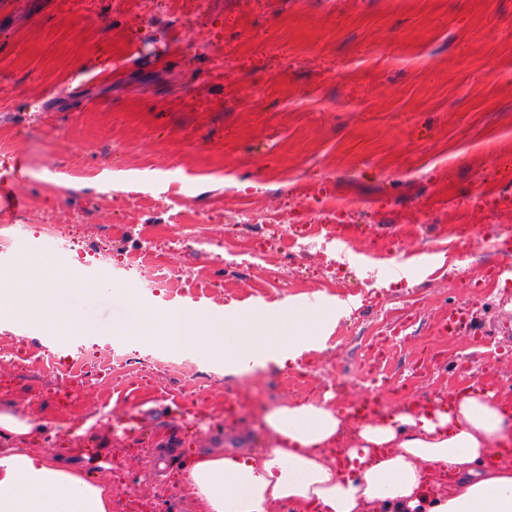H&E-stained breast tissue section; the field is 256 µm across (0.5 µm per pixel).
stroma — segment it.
<instances>
[{
  "label": "stroma",
  "instance_id": "stroma-1",
  "mask_svg": "<svg viewBox=\"0 0 512 512\" xmlns=\"http://www.w3.org/2000/svg\"><path fill=\"white\" fill-rule=\"evenodd\" d=\"M1 181L24 206L0 218L22 227L0 270L21 252L91 256L69 297L85 344L122 317L132 262L199 289L191 312L350 305L295 367L228 377L192 352L193 402L141 369L61 397L64 375L42 370L54 338L0 319V348L29 350L0 355L24 447L113 498L165 489L195 512L183 463L268 447L259 417L286 401L374 392L390 413L473 383L512 400V281L486 275L512 264V0H0ZM330 201L349 209L342 244L321 223ZM485 227L498 245L473 242ZM423 249L428 266L386 278ZM458 309L465 329L443 334ZM172 431L181 460L165 466L151 448Z\"/></svg>",
  "mask_w": 512,
  "mask_h": 512
}]
</instances>
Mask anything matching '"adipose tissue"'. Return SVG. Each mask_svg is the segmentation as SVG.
<instances>
[{"mask_svg": "<svg viewBox=\"0 0 512 512\" xmlns=\"http://www.w3.org/2000/svg\"><path fill=\"white\" fill-rule=\"evenodd\" d=\"M78 273L47 256L0 271V316L41 327L58 340L87 326L66 298ZM110 335L200 351L228 376L268 364L295 365L317 349L338 310L297 301L263 311L232 310L217 320L175 308L145 310L131 289ZM497 392L471 387L447 409L399 411L348 426L345 411L316 400L285 402L266 413L272 446L193 457L186 488L196 512H271L288 502L295 512H512V466L483 467L512 445V413ZM445 464L457 479L433 492L423 471ZM109 489L13 447L0 455V512H111Z\"/></svg>", "mask_w": 512, "mask_h": 512, "instance_id": "ef3b65f1", "label": "adipose tissue"}]
</instances>
